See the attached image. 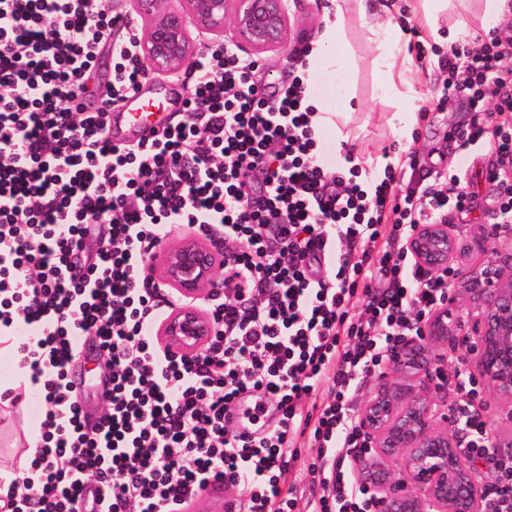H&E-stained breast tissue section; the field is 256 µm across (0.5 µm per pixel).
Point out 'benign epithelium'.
<instances>
[{
  "label": "benign epithelium",
  "mask_w": 512,
  "mask_h": 512,
  "mask_svg": "<svg viewBox=\"0 0 512 512\" xmlns=\"http://www.w3.org/2000/svg\"><path fill=\"white\" fill-rule=\"evenodd\" d=\"M140 16L143 60L157 72H179L196 55L191 29L220 41L231 20V39L256 55L283 46L291 32L288 0H132ZM475 247L492 258L478 266L451 262L459 238L440 222L420 224L407 243L423 273L452 272L445 303L423 319V336H408L387 363L377 391L358 408V426L367 447L352 453L356 482L374 492L376 512H481L479 472L491 453L476 458L460 448L459 420L449 411L436 383L441 361L456 355L463 336L469 359L488 395L508 405L512 425V233L488 225ZM148 273L182 295L198 296L220 273L216 254L185 235L163 253ZM212 333L195 308L175 311L161 326L162 341L191 351ZM397 377L420 379L417 386Z\"/></svg>",
  "instance_id": "7a95c632"
}]
</instances>
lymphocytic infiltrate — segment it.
Returning <instances> with one entry per match:
<instances>
[{
  "label": "lymphocytic infiltrate",
  "mask_w": 512,
  "mask_h": 512,
  "mask_svg": "<svg viewBox=\"0 0 512 512\" xmlns=\"http://www.w3.org/2000/svg\"><path fill=\"white\" fill-rule=\"evenodd\" d=\"M105 90L89 89L101 51ZM254 59L216 47L192 65L183 119L114 144L106 113L147 72L139 33L105 0H0V335L38 385L39 443L0 512H189L209 485L226 512H295L297 443L316 456L308 512H375L347 449L363 447L356 393L447 294L406 246L418 225L465 210L458 175L400 192L327 164L295 80L267 97ZM448 88L476 114L458 150L488 145L496 215L512 222V34L452 46ZM495 108L502 122L488 132ZM224 256L223 291L193 300L213 326L194 352L160 343L182 298L147 264L170 228ZM110 366L104 413L89 420L68 380L81 338ZM326 386L321 405L303 401ZM260 390L278 419L233 430L235 400ZM454 405L469 451L487 424L475 378Z\"/></svg>",
  "instance_id": "obj_1"
}]
</instances>
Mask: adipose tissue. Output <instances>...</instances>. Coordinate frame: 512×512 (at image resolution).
I'll list each match as a JSON object with an SVG mask.
<instances>
[{"instance_id": "adipose-tissue-1", "label": "adipose tissue", "mask_w": 512, "mask_h": 512, "mask_svg": "<svg viewBox=\"0 0 512 512\" xmlns=\"http://www.w3.org/2000/svg\"><path fill=\"white\" fill-rule=\"evenodd\" d=\"M348 0H325L319 32L311 40L306 55L308 84L312 90L308 103L314 109L313 123L319 129L335 128L336 106L349 96L352 72L344 62L339 44L346 31ZM399 0H357L358 22L374 46L376 61L385 77L388 94H396L394 71L398 60L393 46L401 35L395 22ZM481 27L472 29L464 14H457L448 29L449 41L479 39L490 34L506 15L512 14V0H480L478 5Z\"/></svg>"}]
</instances>
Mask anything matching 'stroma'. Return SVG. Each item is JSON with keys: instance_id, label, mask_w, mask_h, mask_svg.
<instances>
[{"instance_id": "stroma-1", "label": "stroma", "mask_w": 512, "mask_h": 512, "mask_svg": "<svg viewBox=\"0 0 512 512\" xmlns=\"http://www.w3.org/2000/svg\"><path fill=\"white\" fill-rule=\"evenodd\" d=\"M324 0H290L288 11L292 32L288 42L279 50L267 53L255 74V79L266 86L268 93L279 94L297 73L300 49L306 40L316 36L319 29L321 6ZM425 49V60H418L409 51L407 40H400V49L406 50L411 69V79L417 92L416 98L392 96L380 98L378 73L374 64L376 52L357 24H350L345 33L344 52L353 63L351 93L353 99L345 117L337 123L336 130H321L320 137L332 142L337 134L347 135L350 145L362 161L363 175H370L372 160L383 156L394 146L396 136L389 119L396 112L416 111L418 130L415 140L405 151L402 162L395 167L396 175L410 180L412 173H458L462 182L474 183L471 211L453 215L452 223L466 249L464 262L475 264L484 261L483 253L474 250L472 243L481 233L482 226L491 224L503 199L504 189L495 182L485 180L484 171L492 156L487 147H473L456 152L447 140L451 129L467 128L473 121L467 97H446V75L439 62L447 57L449 47L438 44L420 34ZM33 422L24 407L0 405V467L18 470L28 446L25 433Z\"/></svg>"}]
</instances>
